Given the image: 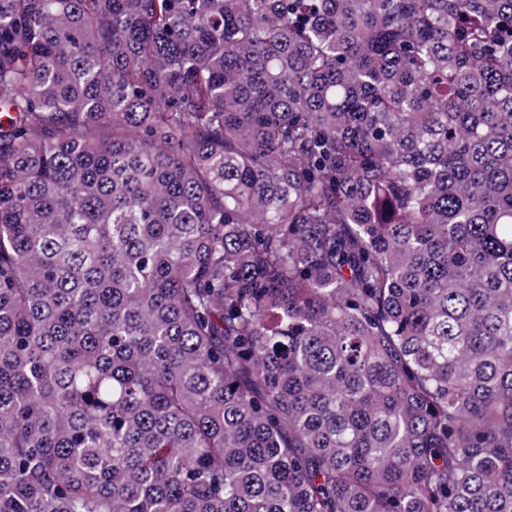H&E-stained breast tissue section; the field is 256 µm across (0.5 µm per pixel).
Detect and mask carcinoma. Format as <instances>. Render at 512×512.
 Segmentation results:
<instances>
[{
	"mask_svg": "<svg viewBox=\"0 0 512 512\" xmlns=\"http://www.w3.org/2000/svg\"><path fill=\"white\" fill-rule=\"evenodd\" d=\"M0 512H512V0H0Z\"/></svg>",
	"mask_w": 512,
	"mask_h": 512,
	"instance_id": "1",
	"label": "carcinoma"
}]
</instances>
